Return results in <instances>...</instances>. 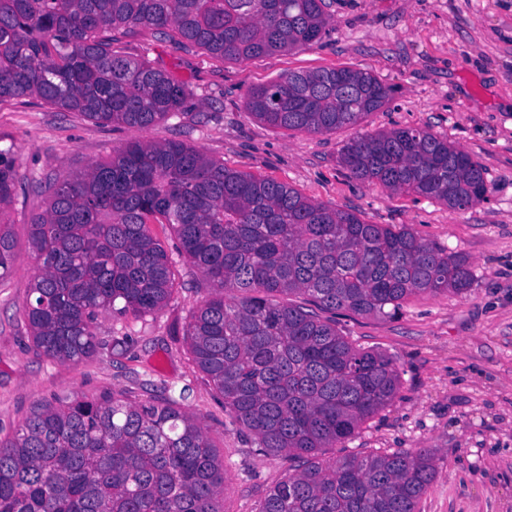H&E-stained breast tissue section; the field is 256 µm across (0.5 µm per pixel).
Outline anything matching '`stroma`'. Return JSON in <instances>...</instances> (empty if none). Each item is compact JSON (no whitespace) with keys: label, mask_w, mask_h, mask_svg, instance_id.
<instances>
[{"label":"stroma","mask_w":512,"mask_h":512,"mask_svg":"<svg viewBox=\"0 0 512 512\" xmlns=\"http://www.w3.org/2000/svg\"><path fill=\"white\" fill-rule=\"evenodd\" d=\"M333 23L318 44L244 62L175 48L150 29L117 34V52L188 82L184 107L148 130L101 125L35 98L0 100V148H11L18 183L6 215L16 260L0 279V435L33 403L100 398L123 390L139 400L178 396L202 422L224 461L222 512H259L291 471L231 423L224 401L196 364L182 329L206 295L199 271L168 226L154 235L175 262L170 300L125 323L106 315L96 353L77 363L39 354L23 313L34 274L27 220L49 203L39 182L77 175L113 149L145 138L201 148L228 168L284 182L304 196L357 212L370 224H406L468 258L467 291L422 294L393 318L340 310L337 331L353 346L396 362L395 398L320 462L379 450L428 448L436 477L419 512H512V0H326ZM351 67L391 87L389 103L360 126L327 134L286 131L247 111L250 88L291 72ZM430 128L479 162L487 197L466 210L385 190L352 177L342 145L358 132ZM120 347H113V339Z\"/></svg>","instance_id":"35a3bbf8"}]
</instances>
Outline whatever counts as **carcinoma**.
<instances>
[{
  "label": "carcinoma",
  "mask_w": 512,
  "mask_h": 512,
  "mask_svg": "<svg viewBox=\"0 0 512 512\" xmlns=\"http://www.w3.org/2000/svg\"><path fill=\"white\" fill-rule=\"evenodd\" d=\"M326 0H0V100L35 96L102 125L144 130L181 109L185 83L112 50L114 32L147 27L181 49L236 62L317 43ZM351 67L290 72L252 88L268 125L323 134L389 101ZM351 176L465 210L487 192L468 153L426 128L365 132L346 142ZM17 173L0 148V217ZM31 218L34 276L24 314L35 349L61 362L96 352L105 315L140 318L169 300L174 273L151 225L166 224L207 283L185 329L194 360L236 430L298 465L259 512H417L433 452H372L333 463L322 448L353 438L396 395L394 361L354 347L319 312L393 317L411 297L470 287L467 258L406 224H369L273 179L230 170L181 141L135 140L75 176L46 180ZM15 260L0 221V277ZM305 296L302 305L278 294ZM224 460L178 401L34 403L0 437V512H221Z\"/></svg>",
  "instance_id": "carcinoma-1"
}]
</instances>
